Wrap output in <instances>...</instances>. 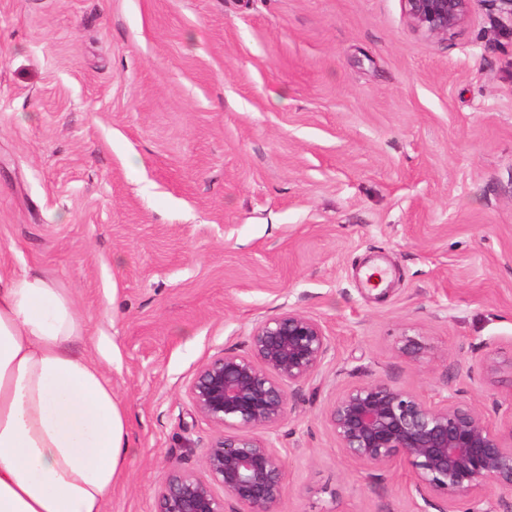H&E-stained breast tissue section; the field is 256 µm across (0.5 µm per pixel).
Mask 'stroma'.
Listing matches in <instances>:
<instances>
[{
    "label": "stroma",
    "mask_w": 512,
    "mask_h": 512,
    "mask_svg": "<svg viewBox=\"0 0 512 512\" xmlns=\"http://www.w3.org/2000/svg\"><path fill=\"white\" fill-rule=\"evenodd\" d=\"M24 268L70 291L127 411L107 512L201 472L196 369L288 311L331 350L275 431L278 512H439L325 411L383 379L505 419L512 28L485 0L445 39L401 0H0V272Z\"/></svg>",
    "instance_id": "35a3bbf8"
}]
</instances>
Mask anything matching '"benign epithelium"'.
Listing matches in <instances>:
<instances>
[{
	"mask_svg": "<svg viewBox=\"0 0 512 512\" xmlns=\"http://www.w3.org/2000/svg\"><path fill=\"white\" fill-rule=\"evenodd\" d=\"M474 0H402L414 30L446 38L466 21ZM420 335L403 333L398 352L416 359ZM330 337L317 319L288 311L259 321L249 350L225 351L202 363L187 387L195 412L217 434L202 453L203 474L172 470L157 498L156 512H227L214 492L224 488L236 512H277L284 469L272 434L287 412L286 391L320 376ZM507 422L495 423L457 389L437 401L406 392L385 380L342 390L325 412L344 455L358 463L386 467L406 463L412 488L440 512H480L479 494L489 485L512 509V404Z\"/></svg>",
	"mask_w": 512,
	"mask_h": 512,
	"instance_id": "benign-epithelium-1",
	"label": "benign epithelium"
}]
</instances>
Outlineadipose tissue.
Masks as SVG:
<instances>
[{
	"mask_svg": "<svg viewBox=\"0 0 512 512\" xmlns=\"http://www.w3.org/2000/svg\"><path fill=\"white\" fill-rule=\"evenodd\" d=\"M86 339L68 289L0 273V512H106L131 444Z\"/></svg>",
	"mask_w": 512,
	"mask_h": 512,
	"instance_id": "adipose-tissue-1",
	"label": "adipose tissue"
}]
</instances>
